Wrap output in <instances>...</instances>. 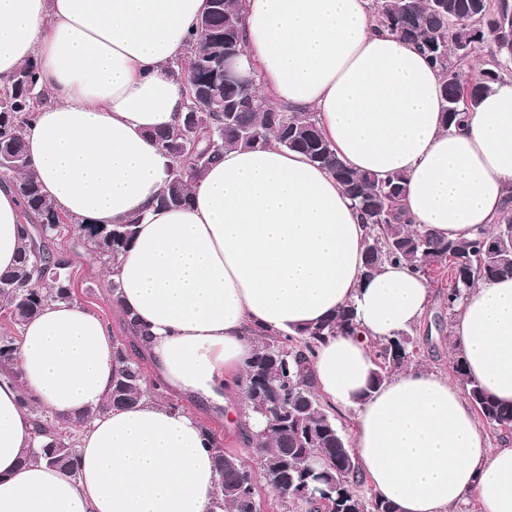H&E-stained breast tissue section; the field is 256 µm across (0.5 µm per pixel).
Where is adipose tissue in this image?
<instances>
[{"label": "adipose tissue", "instance_id": "ef3b65f1", "mask_svg": "<svg viewBox=\"0 0 512 512\" xmlns=\"http://www.w3.org/2000/svg\"><path fill=\"white\" fill-rule=\"evenodd\" d=\"M206 0H0V79L36 62L49 89L24 132L32 169L60 212L108 226L137 219L114 268L161 381L205 403L239 393L258 330L295 332L354 303L362 332L317 345L320 396L358 409L352 449L398 512H512V447L491 448L460 386L409 368L371 389L372 344L408 329L430 299L402 263L361 276L364 228L333 176L277 146L230 149L160 208L167 158L151 133L179 124L173 63ZM244 60L274 105L316 113L353 169L404 173L413 224L455 239L489 228L512 186V81L469 121L445 126L440 76L383 28L369 0H245ZM21 204L0 186V274L16 264ZM469 374L512 404V278L478 282L452 325ZM108 325L77 302L22 329L19 381L0 375V512H217L211 442L193 416L156 402L79 430L77 474L23 463L29 395L77 418L107 397Z\"/></svg>", "mask_w": 512, "mask_h": 512}]
</instances>
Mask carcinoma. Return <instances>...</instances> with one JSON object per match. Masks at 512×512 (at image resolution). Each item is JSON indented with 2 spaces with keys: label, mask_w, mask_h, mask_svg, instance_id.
<instances>
[{
  "label": "carcinoma",
  "mask_w": 512,
  "mask_h": 512,
  "mask_svg": "<svg viewBox=\"0 0 512 512\" xmlns=\"http://www.w3.org/2000/svg\"><path fill=\"white\" fill-rule=\"evenodd\" d=\"M220 9L207 5L205 19L211 26L207 37L194 34L187 57L196 59L195 80L203 93H217L224 100V114L200 115L172 130L151 135L171 161L166 185L157 199L161 207H186L190 186L217 162L228 148L261 149L274 143L304 154L329 170L354 202L368 228L363 275L370 278L387 263L401 262L431 281L448 273V316L478 281L512 277V187L503 213L489 232L473 238L443 240L425 228L410 224L403 209L406 176L400 173L380 178L347 166L323 136L311 112H290L263 104L228 81L209 80L210 57L217 51L242 54L243 16L238 0H219ZM372 10L381 23L401 40L424 53L439 71L445 124H460L467 118L459 100L467 95L472 109L492 91L494 84L512 69V0H373ZM492 45L482 67L471 65L482 45ZM48 96L39 84L36 67L28 63L0 84V168L19 170L23 177L11 187L34 222L26 225L16 267L0 274V308L19 328L45 305L74 299L62 253L53 240L64 225L53 202L41 187L23 140L24 128ZM72 232L88 251L112 266L134 238L135 224L96 226L70 221ZM338 332H362L353 304L331 318L297 330L294 335L263 336L261 344L242 373L240 387L248 407L266 420L265 428L250 439L260 460L267 486L281 506L298 512H397L396 506L378 494L364 495L358 459L350 452L336 418L324 406L311 377L310 357L316 344ZM17 337L0 334V366L14 364ZM416 340L409 331L380 343L373 360L370 389L385 384L414 357ZM453 369L466 397L483 424L499 437L512 431V407L492 399L466 367L461 349L452 343ZM118 371L112 378L107 399L86 410L72 426H81L113 408L130 407L149 392L146 374L122 344L115 345ZM21 404L34 418L33 444L25 459L45 461L43 448L55 452L51 466L76 473V437L60 432L63 423L47 418L26 392ZM216 462L218 506L231 512H258L260 499L252 473L239 458L212 438Z\"/></svg>",
  "instance_id": "obj_1"
}]
</instances>
